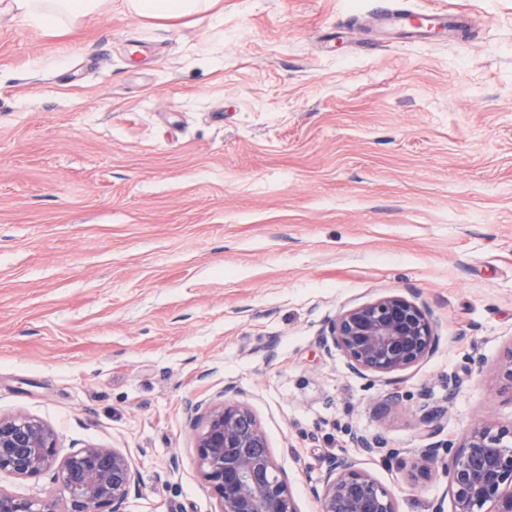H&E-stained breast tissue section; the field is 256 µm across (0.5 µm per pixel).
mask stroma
<instances>
[{"label":"stroma","instance_id":"1","mask_svg":"<svg viewBox=\"0 0 512 512\" xmlns=\"http://www.w3.org/2000/svg\"><path fill=\"white\" fill-rule=\"evenodd\" d=\"M404 2L471 20L417 43L369 25L375 0H108L48 35L0 15V415L127 453L126 512H217L186 405L228 385L300 512L355 433L399 450L362 466L427 512L448 479L407 485L421 390L442 439L512 421V0ZM388 294L439 345L355 374L317 338ZM126 8L147 18H172L207 12L215 0H123Z\"/></svg>","mask_w":512,"mask_h":512}]
</instances>
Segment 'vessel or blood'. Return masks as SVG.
I'll use <instances>...</instances> for the list:
<instances>
[{
    "label": "vessel or blood",
    "mask_w": 512,
    "mask_h": 512,
    "mask_svg": "<svg viewBox=\"0 0 512 512\" xmlns=\"http://www.w3.org/2000/svg\"><path fill=\"white\" fill-rule=\"evenodd\" d=\"M380 28L396 29L406 37L429 40L439 33L467 25L469 15L459 8L408 10L394 7L391 0H378L374 10Z\"/></svg>",
    "instance_id": "obj_1"
}]
</instances>
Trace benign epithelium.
<instances>
[{
  "label": "benign epithelium",
  "instance_id": "benign-epithelium-1",
  "mask_svg": "<svg viewBox=\"0 0 512 512\" xmlns=\"http://www.w3.org/2000/svg\"><path fill=\"white\" fill-rule=\"evenodd\" d=\"M329 351L339 350L356 374L392 375L428 358L439 336L429 312L399 294L339 312L318 338ZM499 394L512 401V350L498 363ZM224 387L215 405L188 403L194 415L199 476L218 503V512H300L288 474L275 462L266 434L253 412ZM416 426L427 444L411 465L414 481L438 470L448 476L445 497L428 503L429 512H512V422L483 423L453 441H440L448 408L420 394ZM366 453L385 447L383 438L355 435ZM54 471L64 512H124L136 487L128 454L90 444L62 452L54 429L30 416H0V474L38 479ZM317 512H399L396 493L348 455L327 461L316 480H308ZM0 512H57L49 501L19 498L0 490Z\"/></svg>",
  "mask_w": 512,
  "mask_h": 512
}]
</instances>
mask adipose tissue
<instances>
[{"label": "adipose tissue", "instance_id": "obj_1", "mask_svg": "<svg viewBox=\"0 0 512 512\" xmlns=\"http://www.w3.org/2000/svg\"><path fill=\"white\" fill-rule=\"evenodd\" d=\"M126 8L147 18H172L208 11L214 0H123ZM105 0H0V13L45 32L95 15Z\"/></svg>", "mask_w": 512, "mask_h": 512}]
</instances>
